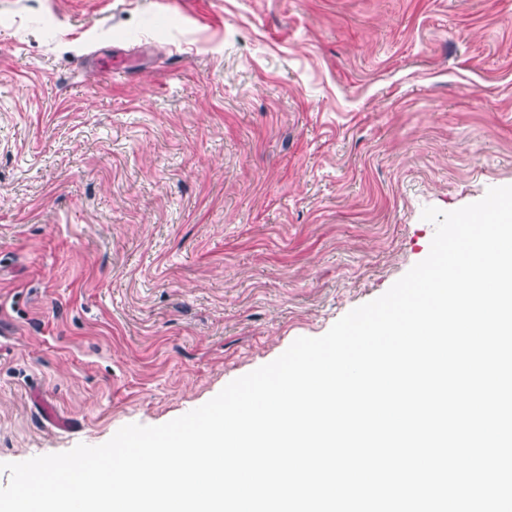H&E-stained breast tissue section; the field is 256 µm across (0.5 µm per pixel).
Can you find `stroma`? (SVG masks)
I'll return each instance as SVG.
<instances>
[{
  "instance_id": "35a3bbf8",
  "label": "stroma",
  "mask_w": 512,
  "mask_h": 512,
  "mask_svg": "<svg viewBox=\"0 0 512 512\" xmlns=\"http://www.w3.org/2000/svg\"><path fill=\"white\" fill-rule=\"evenodd\" d=\"M507 185L512 0H0V463L205 404Z\"/></svg>"
}]
</instances>
